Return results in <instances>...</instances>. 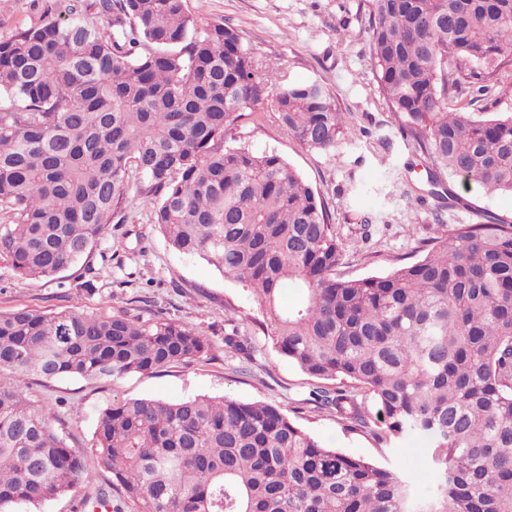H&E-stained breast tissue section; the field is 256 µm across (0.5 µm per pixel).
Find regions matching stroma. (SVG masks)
<instances>
[{
	"label": "stroma",
	"mask_w": 512,
	"mask_h": 512,
	"mask_svg": "<svg viewBox=\"0 0 512 512\" xmlns=\"http://www.w3.org/2000/svg\"><path fill=\"white\" fill-rule=\"evenodd\" d=\"M69 3L0 0V41L50 20H66ZM185 8L200 25L235 29L263 63L287 61L291 80L318 81L335 97L346 133L333 152L310 150L287 136L272 112L242 118L232 135L253 151L279 153L318 194L343 244L339 277L357 280L387 273L414 260L422 240L444 236L447 225L467 223L479 212L512 220L511 196L462 192L461 202L446 209L438 224L431 217L433 200L422 203L402 195L404 181L426 195L428 166L401 132L379 88L368 49V0H185ZM456 96L476 118L512 112L511 80L482 94L464 80ZM364 214L378 220L372 233H365L359 221ZM20 307L124 312L145 319L159 315L198 329L211 342L203 358L157 373H134L109 382L28 379L27 393L52 405L69 444L84 449L89 473L87 480L40 506L39 512H75L95 490L111 491V474L98 466L91 452L95 415L127 398L176 402L195 395H226L271 404L329 446L397 468L416 484L426 482L428 461L421 438L379 444L365 434L343 430L333 413L309 403L315 379L273 348L259 325L262 314L256 299L206 260L175 251L152 223L149 203L135 192H128L107 232L80 263L52 277L25 280L0 265V312ZM235 328L249 335L256 347L249 362L224 345L225 334Z\"/></svg>",
	"instance_id": "obj_1"
}]
</instances>
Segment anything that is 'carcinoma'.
I'll list each match as a JSON object with an SVG mask.
<instances>
[{
    "label": "carcinoma",
    "mask_w": 512,
    "mask_h": 512,
    "mask_svg": "<svg viewBox=\"0 0 512 512\" xmlns=\"http://www.w3.org/2000/svg\"><path fill=\"white\" fill-rule=\"evenodd\" d=\"M92 9L108 19L87 22ZM70 18L0 41V265L20 279L76 264L129 189L180 254L251 287L267 336L321 381L309 401L347 431L425 441L431 487L325 446L281 408L197 395L122 399L95 416L92 452L134 512H512V221L454 224L412 262L336 277L342 244L324 204L274 151L226 140L270 105L305 147L336 149L344 123L321 83L265 68L241 35L200 27L183 0H71ZM379 86L443 178L512 196V113L450 104L512 67V0H370ZM296 300L288 304V294ZM224 345L251 358L246 335ZM197 329L160 317L0 313V512L38 508L83 479V452L29 398L26 379L101 381L188 364Z\"/></svg>",
    "instance_id": "1"
}]
</instances>
